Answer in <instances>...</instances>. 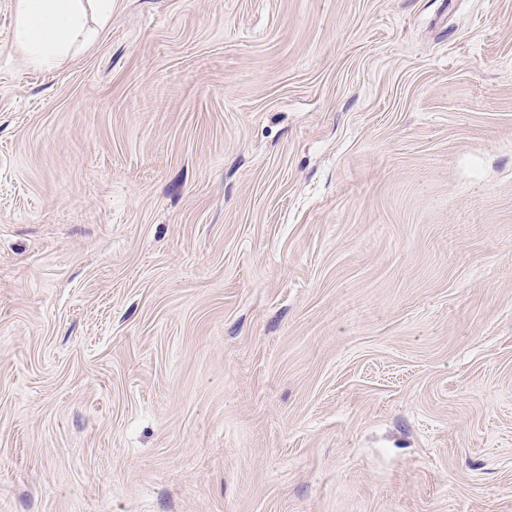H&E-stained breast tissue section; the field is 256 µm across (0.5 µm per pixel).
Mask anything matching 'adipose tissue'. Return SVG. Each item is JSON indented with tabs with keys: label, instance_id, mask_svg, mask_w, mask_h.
I'll use <instances>...</instances> for the list:
<instances>
[{
	"label": "adipose tissue",
	"instance_id": "adipose-tissue-1",
	"mask_svg": "<svg viewBox=\"0 0 512 512\" xmlns=\"http://www.w3.org/2000/svg\"><path fill=\"white\" fill-rule=\"evenodd\" d=\"M98 23L112 15V0H15V39L28 64L51 67L75 44L95 41L97 33L86 25L87 12Z\"/></svg>",
	"mask_w": 512,
	"mask_h": 512
}]
</instances>
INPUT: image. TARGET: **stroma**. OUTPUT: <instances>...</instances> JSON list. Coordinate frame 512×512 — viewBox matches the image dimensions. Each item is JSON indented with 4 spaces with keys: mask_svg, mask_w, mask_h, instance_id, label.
I'll return each instance as SVG.
<instances>
[{
    "mask_svg": "<svg viewBox=\"0 0 512 512\" xmlns=\"http://www.w3.org/2000/svg\"><path fill=\"white\" fill-rule=\"evenodd\" d=\"M0 0V512H512V0ZM113 0H15V39L30 66L49 68L79 43L95 41L86 25L87 7L98 24L112 16Z\"/></svg>",
    "mask_w": 512,
    "mask_h": 512,
    "instance_id": "1",
    "label": "stroma"
}]
</instances>
